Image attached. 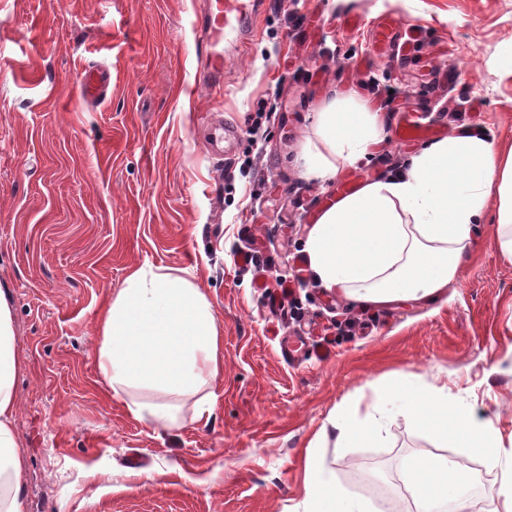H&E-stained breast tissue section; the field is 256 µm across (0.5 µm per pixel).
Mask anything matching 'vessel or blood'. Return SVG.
<instances>
[{
    "label": "vessel or blood",
    "instance_id": "vessel-or-blood-1",
    "mask_svg": "<svg viewBox=\"0 0 512 512\" xmlns=\"http://www.w3.org/2000/svg\"><path fill=\"white\" fill-rule=\"evenodd\" d=\"M257 10L256 0H207V7L200 19L204 50L199 61V73L207 88L222 90L224 48L254 36L251 20ZM401 27V20L395 17L378 23L373 29L375 51L386 53ZM111 87L110 71L99 68L85 70L77 100L82 103L90 98H106Z\"/></svg>",
    "mask_w": 512,
    "mask_h": 512
}]
</instances>
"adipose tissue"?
Returning <instances> with one entry per match:
<instances>
[{"mask_svg":"<svg viewBox=\"0 0 512 512\" xmlns=\"http://www.w3.org/2000/svg\"><path fill=\"white\" fill-rule=\"evenodd\" d=\"M380 131L376 114L332 99L304 146L307 178L334 179L341 168L366 158ZM492 196L499 252L512 263V143L498 146L480 133L428 143L403 171L364 183L320 212L305 244L310 269L323 287L365 303L435 298L456 280ZM98 337L97 366L111 393L147 387L160 394L130 400L127 409L135 419L164 431L187 417L209 420V400L199 399L188 416L168 402L197 395L224 370L221 330L205 293L190 279L135 270L113 292ZM18 365L11 310L0 293V512H23L25 461L12 425ZM390 393L404 401L423 433L464 443L496 471L495 512H512V446L490 423L449 401L444 386L423 390L403 382ZM405 483L416 512H464L471 479L438 456L411 460ZM304 487V512H369L366 501L343 493L326 461L311 453Z\"/></svg>","mask_w":512,"mask_h":512,"instance_id":"obj_1","label":"adipose tissue"}]
</instances>
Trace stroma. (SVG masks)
Masks as SVG:
<instances>
[{
    "mask_svg": "<svg viewBox=\"0 0 512 512\" xmlns=\"http://www.w3.org/2000/svg\"><path fill=\"white\" fill-rule=\"evenodd\" d=\"M203 2L0 0V292L23 362L24 512H303L310 449L371 512H416L399 486L412 456L454 461L477 479L467 512H493L495 472L421 433L389 389L447 386L512 438V264L494 212L435 299L360 303L298 259L336 189L302 160L329 99L384 121L340 171L359 184L423 147L394 137L404 116L512 141V0H265L215 98L198 82ZM348 14L363 27L337 25ZM389 16L401 40L379 54L371 28ZM96 63L112 89L77 105ZM219 124L239 131L223 157ZM141 267L189 271L212 305L224 372L208 424L157 431L99 376L96 318ZM375 406L381 438L342 444L331 418Z\"/></svg>",
    "mask_w": 512,
    "mask_h": 512,
    "instance_id": "stroma-1",
    "label": "stroma"
}]
</instances>
